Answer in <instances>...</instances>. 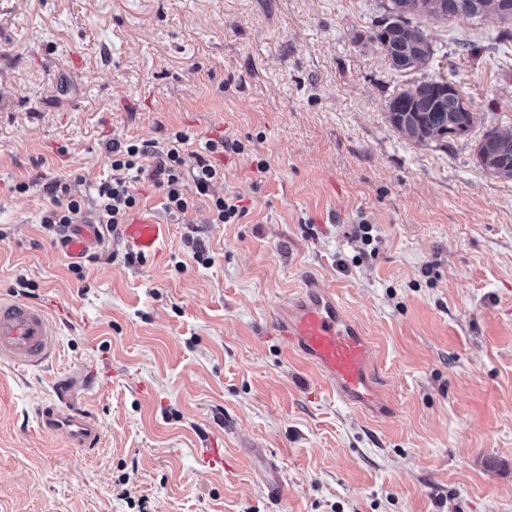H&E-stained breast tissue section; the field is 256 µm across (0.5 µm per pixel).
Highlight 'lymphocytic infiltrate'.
<instances>
[{
  "instance_id": "lymphocytic-infiltrate-1",
  "label": "lymphocytic infiltrate",
  "mask_w": 512,
  "mask_h": 512,
  "mask_svg": "<svg viewBox=\"0 0 512 512\" xmlns=\"http://www.w3.org/2000/svg\"><path fill=\"white\" fill-rule=\"evenodd\" d=\"M244 150L241 141L221 137L207 140L203 151L197 152L191 150L190 137L182 130L170 132L161 144L153 140H113L107 147L112 176L95 188L97 221L111 233L128 223L142 204L132 183L145 173L161 189L163 209L170 220L185 218L202 198L208 202L210 223H239L247 214V207L241 205L239 198L214 195L213 187L224 179L219 156L240 154ZM70 191L68 182L57 180L49 184L52 206L40 218L42 228L48 233L61 236L71 225L86 223L82 202L71 196Z\"/></svg>"
}]
</instances>
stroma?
Segmentation results:
<instances>
[{
    "label": "stroma",
    "mask_w": 512,
    "mask_h": 512,
    "mask_svg": "<svg viewBox=\"0 0 512 512\" xmlns=\"http://www.w3.org/2000/svg\"><path fill=\"white\" fill-rule=\"evenodd\" d=\"M381 2L0 0V295L28 280L57 343L0 363V512H512V179L476 152L512 133V39L492 16L416 17L433 60L397 71L370 39ZM447 76L467 135L392 127L398 91ZM177 129L243 142L214 188L240 223L198 200L133 265L120 237L72 256L43 230L47 183L95 209L107 142ZM309 275L374 341L389 415L274 336ZM64 403L96 419L92 448L39 425Z\"/></svg>",
    "instance_id": "stroma-1"
}]
</instances>
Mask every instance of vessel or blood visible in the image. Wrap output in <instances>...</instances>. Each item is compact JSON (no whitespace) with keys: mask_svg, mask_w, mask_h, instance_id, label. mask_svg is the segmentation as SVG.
Segmentation results:
<instances>
[{"mask_svg":"<svg viewBox=\"0 0 512 512\" xmlns=\"http://www.w3.org/2000/svg\"><path fill=\"white\" fill-rule=\"evenodd\" d=\"M168 227L148 214L123 225L126 248L140 255H159ZM99 227L80 224L73 229L67 249L77 254L98 240ZM274 333L283 345L297 351L324 377L333 395L350 407L377 398L378 375L373 344L365 329L347 318L333 289L315 279H305L297 297L281 306ZM55 337L44 309L0 297V362L37 366L50 358ZM39 422L49 432H64L73 447H91L99 436L95 419L70 407L39 408Z\"/></svg>","mask_w":512,"mask_h":512,"instance_id":"vessel-or-blood-1","label":"vessel or blood"}]
</instances>
